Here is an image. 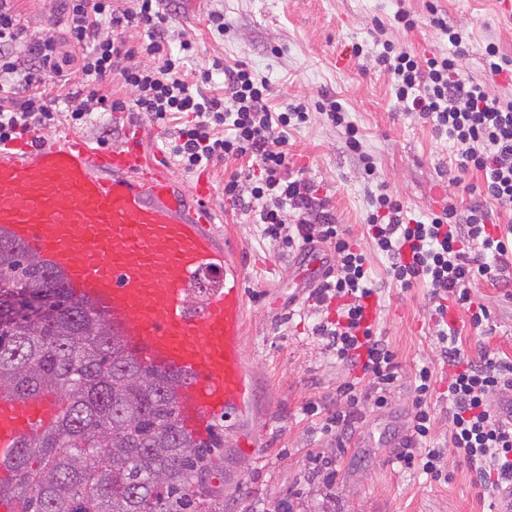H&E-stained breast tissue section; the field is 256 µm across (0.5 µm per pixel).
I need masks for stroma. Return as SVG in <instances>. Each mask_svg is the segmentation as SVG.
Here are the masks:
<instances>
[{
  "instance_id": "obj_1",
  "label": "stroma",
  "mask_w": 512,
  "mask_h": 512,
  "mask_svg": "<svg viewBox=\"0 0 512 512\" xmlns=\"http://www.w3.org/2000/svg\"><path fill=\"white\" fill-rule=\"evenodd\" d=\"M433 5L473 34L468 55L459 61L462 73L482 77L480 49L487 39L512 56V13L501 0H177L170 25L194 44L184 60L190 81L218 59L246 64L266 78L273 105L341 100L376 160L374 178L366 179L343 129L316 112L289 131L288 153L291 166L319 184L337 223L363 245L370 198L379 187L397 195L418 219L440 210L446 195H455L462 207L472 201L467 186L476 175L458 173L446 139L400 109L389 77L374 64L380 39L420 55L447 51L431 24ZM400 11L414 17V29L395 23ZM215 12L224 15L225 33L212 25ZM357 43L364 48L359 56L353 53ZM134 131L141 134L147 165H166L184 188L195 185L198 176L169 155L167 130L127 112L113 113L105 124L95 118L80 128L60 124L42 135L49 142L72 135L96 147L104 136L121 145ZM203 175L217 213L212 230L218 239L232 240L245 273L243 353L254 378L251 418L228 425L242 427L256 446L225 449L224 471L213 478L224 486V512H277L284 500L292 512H490L462 457L446 450V412L438 414L434 439L446 450L447 481H433L396 459L397 443L409 436L414 374L425 364L442 365L428 288L401 290L387 278L386 259L369 254L371 281L382 292L376 317L397 354L399 379L385 406L361 405L352 433L325 430V418L344 404L341 386L353 375L312 334L316 317L306 306L310 286L300 276L302 256L280 255L260 226L225 202L223 166ZM473 294L490 312L492 331L483 343L512 358V298L487 281Z\"/></svg>"
}]
</instances>
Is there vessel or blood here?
I'll return each mask as SVG.
<instances>
[{"instance_id": "b4317fda", "label": "vessel or blood", "mask_w": 512, "mask_h": 512, "mask_svg": "<svg viewBox=\"0 0 512 512\" xmlns=\"http://www.w3.org/2000/svg\"><path fill=\"white\" fill-rule=\"evenodd\" d=\"M210 196L207 179L188 193L165 167L147 166L134 141L109 150L72 138L0 145V230L59 272L132 357L182 374L176 413L197 436L245 415L251 393L242 268L210 229ZM305 255L308 280L325 278L321 249ZM203 272L219 285L200 294L194 280ZM61 413L51 391L0 393V478L21 441L53 430Z\"/></svg>"}]
</instances>
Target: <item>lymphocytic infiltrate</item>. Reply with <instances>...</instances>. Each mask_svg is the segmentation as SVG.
Here are the masks:
<instances>
[{
	"label": "lymphocytic infiltrate",
	"instance_id": "obj_1",
	"mask_svg": "<svg viewBox=\"0 0 512 512\" xmlns=\"http://www.w3.org/2000/svg\"><path fill=\"white\" fill-rule=\"evenodd\" d=\"M48 2L50 14L64 25L62 34L24 24L16 0H0V143L61 123L79 127L100 110L129 112L151 122H174L168 148L185 172L250 163L251 175L236 170L225 180V198L253 213L262 236L281 253L316 242L336 253L328 277L307 297L310 311L319 317L312 333L338 362L369 380L365 389L352 382L342 388L345 407L325 423L337 434L352 430L362 402L384 405L398 380L396 353L376 323L365 320V303L376 293L368 252L387 259V276L400 288H430L434 333L448 366V447L429 445L436 379L424 366L415 374L410 436L396 457L438 481L445 471L444 452L460 454L482 494L499 498L512 485V422L502 417L496 399L512 388V359L481 344L476 356H468L464 329L449 319L448 308L466 310L468 329L483 330L490 312L473 300L472 290L483 280L507 282L512 268V224L494 220L498 214L512 215V97L493 93L486 83L501 77L512 86V57L497 43L486 42L481 49L485 79L463 75L458 61L468 52L471 35L439 14L431 22L447 37V51L421 56L383 43L375 63L389 75L397 102L449 139L457 169L476 174L478 182L468 188L473 201L465 211L451 203L424 221L409 217L400 199L379 190L365 218L369 245L364 248L347 239L313 182L289 172L288 132L308 122L305 104L273 108L268 82L242 63L226 68L217 60L202 72L207 84L213 71L223 70V98L193 87L181 55H173L170 47L165 0ZM132 28L142 29L146 41L129 44L126 33ZM89 40L93 51L78 53ZM75 73L86 94L63 99L49 93V86L66 87ZM115 79L134 89L132 102L109 93ZM318 108L343 128L365 174L374 175V158L364 151L359 129L342 105L326 98Z\"/></svg>",
	"mask_w": 512,
	"mask_h": 512
}]
</instances>
